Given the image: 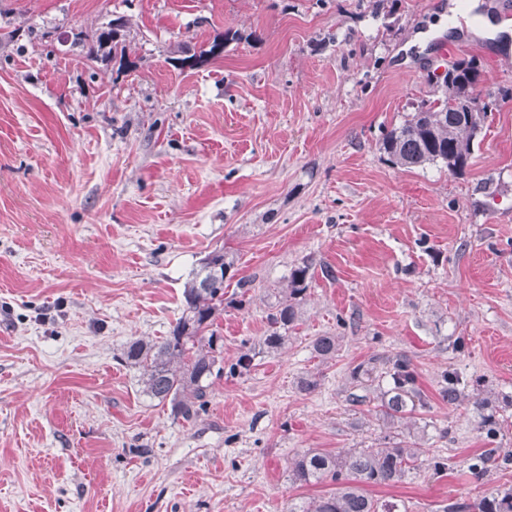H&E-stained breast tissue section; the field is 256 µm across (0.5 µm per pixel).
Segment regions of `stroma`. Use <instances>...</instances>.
<instances>
[{"instance_id":"obj_1","label":"stroma","mask_w":512,"mask_h":512,"mask_svg":"<svg viewBox=\"0 0 512 512\" xmlns=\"http://www.w3.org/2000/svg\"><path fill=\"white\" fill-rule=\"evenodd\" d=\"M453 1L0 0V512H286L329 489L292 483L296 454L383 436L373 405L348 402L350 370L379 352L412 360L432 408L418 468L370 495L435 512L512 488V468L470 473L477 421L436 392L452 366L512 395V97L464 173L380 149L432 90L416 34ZM118 16L124 68L86 55ZM220 38V57L177 61ZM466 43L478 102L512 89V49ZM216 249L234 261L228 365L265 336L291 268L315 272L290 341L215 379L184 422L119 356L167 335ZM324 334L341 338L326 364L309 347ZM310 373L319 389L300 392Z\"/></svg>"}]
</instances>
